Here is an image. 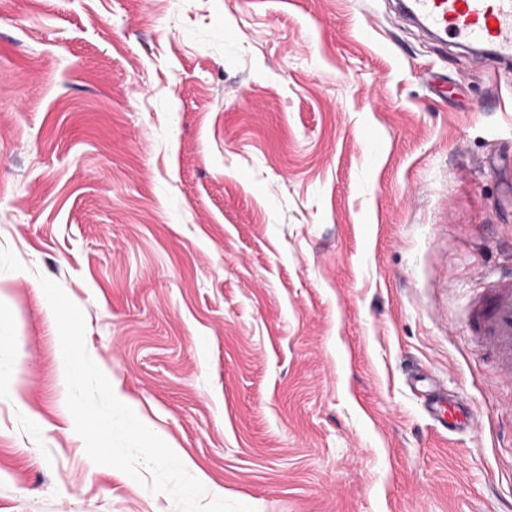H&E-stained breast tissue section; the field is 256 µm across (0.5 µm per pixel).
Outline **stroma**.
<instances>
[{
  "instance_id": "stroma-1",
  "label": "stroma",
  "mask_w": 512,
  "mask_h": 512,
  "mask_svg": "<svg viewBox=\"0 0 512 512\" xmlns=\"http://www.w3.org/2000/svg\"><path fill=\"white\" fill-rule=\"evenodd\" d=\"M508 274L512 67L396 0H0V512H176L87 456L43 276L225 499L512 512ZM474 336L496 360L502 371L512 374V276L501 277L480 296L471 309ZM438 403L439 405L436 407ZM442 403H444L448 409L445 410ZM429 409L432 414L436 412V416L440 421L443 420V417L447 413L448 420H444V427L449 431H452L457 427V425H459V420H463V422L471 429L477 428L478 418L476 415L465 411L456 401L446 399V397L441 396L439 392L435 394Z\"/></svg>"
}]
</instances>
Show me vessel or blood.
<instances>
[{
	"label": "vessel or blood",
	"instance_id": "b4317fda",
	"mask_svg": "<svg viewBox=\"0 0 512 512\" xmlns=\"http://www.w3.org/2000/svg\"><path fill=\"white\" fill-rule=\"evenodd\" d=\"M402 10L435 35H445L460 45L492 50L493 62L512 65V0H403ZM471 325L486 351L507 374H512V276L503 277L480 296L471 309ZM437 417L448 428L465 423L476 428L478 418L456 401L434 396Z\"/></svg>",
	"mask_w": 512,
	"mask_h": 512
}]
</instances>
